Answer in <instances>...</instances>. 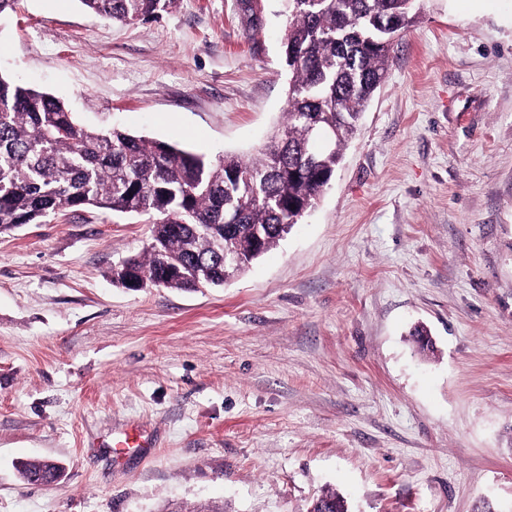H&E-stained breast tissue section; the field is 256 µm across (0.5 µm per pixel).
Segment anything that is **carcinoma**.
<instances>
[{"instance_id":"1","label":"carcinoma","mask_w":512,"mask_h":512,"mask_svg":"<svg viewBox=\"0 0 512 512\" xmlns=\"http://www.w3.org/2000/svg\"><path fill=\"white\" fill-rule=\"evenodd\" d=\"M88 12L145 23L178 0H79ZM417 0H288V110L250 160L212 159L119 128L79 124L60 99L0 73V233L68 210L131 214L151 225L140 256L123 260V288L224 285V256L244 272L315 207L375 90ZM328 142L316 141L320 134ZM21 478L62 467L26 462ZM313 512H348L324 492Z\"/></svg>"}]
</instances>
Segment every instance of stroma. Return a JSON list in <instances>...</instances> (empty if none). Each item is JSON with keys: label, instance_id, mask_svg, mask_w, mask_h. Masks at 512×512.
I'll return each mask as SVG.
<instances>
[{"label": "stroma", "instance_id": "35a3bbf8", "mask_svg": "<svg viewBox=\"0 0 512 512\" xmlns=\"http://www.w3.org/2000/svg\"><path fill=\"white\" fill-rule=\"evenodd\" d=\"M260 6L252 35L239 0L133 26L18 0L0 73L247 158L287 110ZM150 235L94 209L0 234V512H512V0H419L315 210L237 278L116 286ZM130 428L152 447L115 456ZM42 460L56 485L21 480ZM20 476L21 478L33 485H41L34 483V477L40 475L41 473H44V476L47 474L52 475L53 477L56 476V478H61L62 476V467L50 462H26L22 463L19 468ZM55 478V477H54Z\"/></svg>", "mask_w": 512, "mask_h": 512}]
</instances>
